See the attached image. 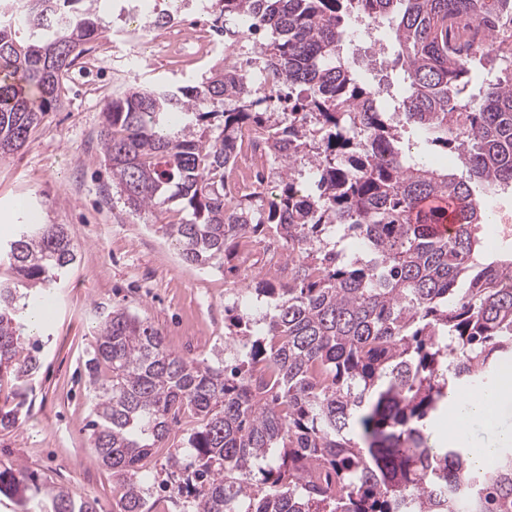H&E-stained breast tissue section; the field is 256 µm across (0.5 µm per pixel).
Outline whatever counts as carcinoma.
I'll return each mask as SVG.
<instances>
[{
    "label": "carcinoma",
    "instance_id": "cac0c4a2",
    "mask_svg": "<svg viewBox=\"0 0 512 512\" xmlns=\"http://www.w3.org/2000/svg\"><path fill=\"white\" fill-rule=\"evenodd\" d=\"M98 0H20L0 15V155L21 148L59 103L62 77L101 33ZM215 22L255 41L249 68L216 61L194 86H130L107 104L105 164L125 204L160 210L159 230L183 261L215 265L244 237L273 232L291 277L256 282L269 312L227 309L234 364L188 359L137 315L101 322L84 367L96 460L123 488L114 512H149L143 462L168 447L184 413L195 422L164 470L178 512H512V450L475 467L467 448L432 441L430 426L466 384L512 360V253L477 262L488 223L472 183L512 189V80L471 93L473 57L460 21L495 43L508 0H213ZM387 23L402 94L382 105L342 52L344 15ZM28 36L18 37L21 29ZM425 141L457 153L462 173L402 146L399 115ZM260 134L285 168L279 192L232 199L240 132ZM318 195L295 177L304 163ZM452 221L448 233L435 225ZM359 236L368 259L330 243ZM63 224H21L0 240V428L27 419L41 342L30 335L40 295L76 262ZM468 276L466 288L457 287ZM18 512H98L97 501L36 485L0 466V496Z\"/></svg>",
    "mask_w": 512,
    "mask_h": 512
}]
</instances>
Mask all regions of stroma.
<instances>
[{
    "mask_svg": "<svg viewBox=\"0 0 512 512\" xmlns=\"http://www.w3.org/2000/svg\"><path fill=\"white\" fill-rule=\"evenodd\" d=\"M105 29L89 43L47 112L18 151L0 156V240L22 223L65 225L78 252L54 294L39 338L34 414L0 429V462L28 468L77 497L112 512L121 485L96 461L85 428L91 416L84 361L101 317L115 309L136 314L189 358L224 346V303L253 275L240 254L222 268L185 263L160 226L167 213L130 210L103 161V110L121 87L191 85L202 67H185L143 51L128 58L125 22L103 8Z\"/></svg>",
    "mask_w": 512,
    "mask_h": 512,
    "instance_id": "stroma-1",
    "label": "stroma"
}]
</instances>
